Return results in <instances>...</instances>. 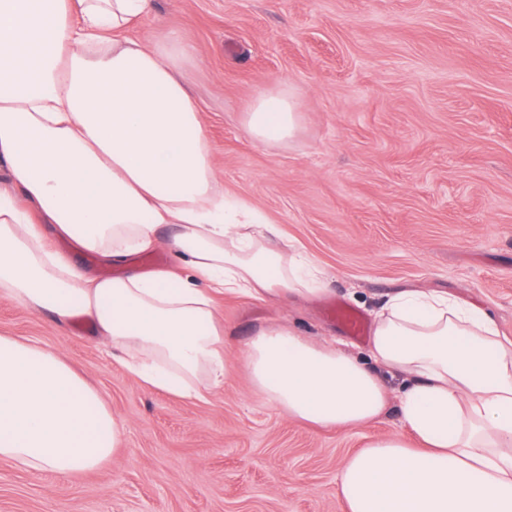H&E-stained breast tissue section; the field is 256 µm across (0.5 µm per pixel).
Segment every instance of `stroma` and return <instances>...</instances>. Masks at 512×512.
Segmentation results:
<instances>
[{"mask_svg": "<svg viewBox=\"0 0 512 512\" xmlns=\"http://www.w3.org/2000/svg\"><path fill=\"white\" fill-rule=\"evenodd\" d=\"M191 48L178 70L203 117L224 192L276 224L328 290L283 304L217 296L231 350L263 326L367 352L324 309L372 322L400 290L488 311L512 339V0H154L137 36ZM289 82L300 124L282 143L244 128ZM0 334L56 350L127 430L104 467L61 477L0 460V512H345L337 476L396 410L315 429L256 394L239 360L200 403L147 388L90 327L0 302Z\"/></svg>", "mask_w": 512, "mask_h": 512, "instance_id": "35a3bbf8", "label": "stroma"}]
</instances>
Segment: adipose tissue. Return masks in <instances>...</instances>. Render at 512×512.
I'll return each instance as SVG.
<instances>
[{
  "mask_svg": "<svg viewBox=\"0 0 512 512\" xmlns=\"http://www.w3.org/2000/svg\"><path fill=\"white\" fill-rule=\"evenodd\" d=\"M152 0H0V301L89 319L144 385L207 401L229 352L214 297L281 302L325 291L322 270L226 195L200 109L177 76L174 35L132 37ZM300 121L288 85L260 93L245 129L269 144ZM69 239L114 266L167 244L175 269L87 274ZM239 360L290 418L355 428L400 376L403 434L373 440L338 479L346 512H512V340L483 309L399 292L367 357L289 325L257 330ZM123 421L39 341L0 335V459L69 475L106 464Z\"/></svg>",
  "mask_w": 512,
  "mask_h": 512,
  "instance_id": "adipose-tissue-1",
  "label": "adipose tissue"
}]
</instances>
